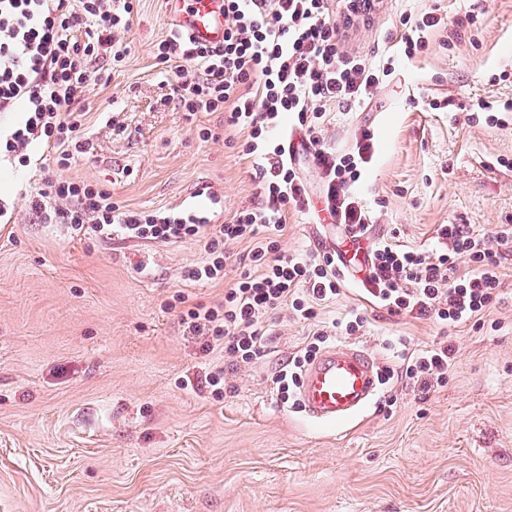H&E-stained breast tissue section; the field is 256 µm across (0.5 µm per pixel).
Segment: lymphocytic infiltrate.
<instances>
[{"label":"lymphocytic infiltrate","instance_id":"f902f5d3","mask_svg":"<svg viewBox=\"0 0 512 512\" xmlns=\"http://www.w3.org/2000/svg\"><path fill=\"white\" fill-rule=\"evenodd\" d=\"M376 0H224V42L197 43L174 30L156 45L155 59L174 70L173 93L186 112H220L234 143L246 131L242 154L262 179L258 205L237 210L215 224L179 208L142 212L113 202L108 190L89 184L47 180L29 199L45 223L102 237L120 233L157 244L186 239L202 243L204 259L189 268V282H224V302L214 308L187 305L189 329L223 342L233 364L264 357L265 319L289 310L311 321L315 307L336 298L345 265L335 254H279L277 242L288 229L290 212L313 209L295 157L274 134L282 127L302 130L321 173L323 203L334 223L358 242L371 213L357 194L374 155V134L360 132L356 151L339 154L322 144L329 105H367L380 85L390 82L393 61L375 66L345 45L343 27L370 19ZM343 23H336L335 12ZM133 0H0V112L19 113L0 147L26 163L33 146L54 150L58 166L81 150L86 108L84 92L100 58L119 65L128 54L126 34ZM401 42L406 57L425 48L447 23L440 7L403 17ZM246 242L250 268L227 280L231 247ZM512 248V226L493 234L466 224H441L434 244L412 248L381 240L370 253L366 282L376 307L393 315L431 319L449 328L481 319L502 295L505 248ZM471 266L457 273V261ZM331 333L310 330L303 347L280 370L275 383L281 401L301 384V372ZM455 347L442 341L401 353L402 375L428 387L443 382Z\"/></svg>","mask_w":512,"mask_h":512}]
</instances>
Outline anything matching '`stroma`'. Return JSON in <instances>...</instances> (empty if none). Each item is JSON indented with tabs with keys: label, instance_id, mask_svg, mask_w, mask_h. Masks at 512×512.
Returning <instances> with one entry per match:
<instances>
[{
	"label": "stroma",
	"instance_id": "stroma-1",
	"mask_svg": "<svg viewBox=\"0 0 512 512\" xmlns=\"http://www.w3.org/2000/svg\"><path fill=\"white\" fill-rule=\"evenodd\" d=\"M432 0H382L346 45L374 64L393 57L401 16ZM448 29L364 108H337L325 142L353 151L375 128L378 150L361 188L375 222L363 242L391 228L419 246L440 224L490 233L512 224V115L472 121L478 101L512 102V0H441ZM173 27L167 0H140L125 65L90 80L84 133L89 153L57 178L108 189L137 211L193 206L216 222L260 202L252 159L226 147L224 115L189 114L155 66ZM508 80H500L501 72ZM444 109L424 107V98ZM215 132L201 141V128ZM53 155L0 158V512H512V252L503 295L483 328L448 331L429 319L371 306L356 280L319 312L321 321L364 312L354 336L379 365L390 340L456 349L447 380L423 388L401 378L337 427L308 421L276 398L273 378L308 330L272 315L265 357L235 366L222 347L192 333L174 306L224 300L220 283L185 281L199 243L98 239L43 223L27 198ZM217 195L209 200L203 187ZM340 231L323 214H295L284 254L314 251ZM224 371V396L204 379Z\"/></svg>",
	"mask_w": 512,
	"mask_h": 512
}]
</instances>
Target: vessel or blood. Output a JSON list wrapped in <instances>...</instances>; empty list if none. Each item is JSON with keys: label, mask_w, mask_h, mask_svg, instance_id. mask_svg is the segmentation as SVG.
Here are the masks:
<instances>
[{"label": "vessel or blood", "mask_w": 512, "mask_h": 512, "mask_svg": "<svg viewBox=\"0 0 512 512\" xmlns=\"http://www.w3.org/2000/svg\"><path fill=\"white\" fill-rule=\"evenodd\" d=\"M174 23L197 42L224 41L222 0H170ZM378 390L377 364L360 347L337 343L324 350L304 372L299 401L306 416L342 424L363 411Z\"/></svg>", "instance_id": "1"}]
</instances>
